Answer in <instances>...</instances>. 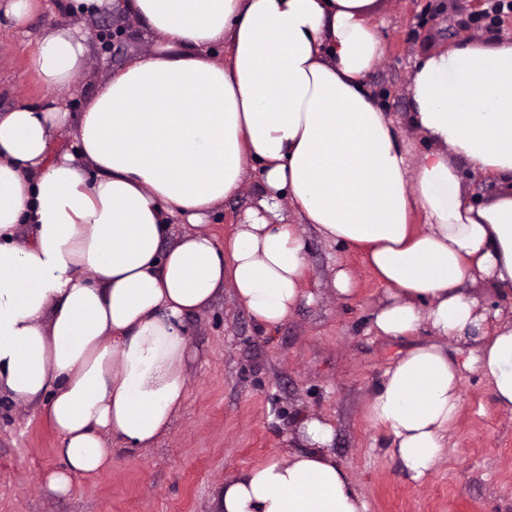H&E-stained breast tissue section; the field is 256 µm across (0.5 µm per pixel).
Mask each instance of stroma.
I'll use <instances>...</instances> for the list:
<instances>
[{
  "mask_svg": "<svg viewBox=\"0 0 512 512\" xmlns=\"http://www.w3.org/2000/svg\"><path fill=\"white\" fill-rule=\"evenodd\" d=\"M482 0H385L373 23L385 54L368 84L400 130L411 162L432 144L408 121L415 63L463 43L512 39V12L477 24ZM61 0H40L25 33L0 28V110L37 103L49 92L26 69V56L46 26L74 24ZM124 28L103 51L92 40L86 78L102 81L109 69L146 57L151 42L122 10L89 22ZM261 194L247 171L238 193L207 221L217 240L231 235L243 211ZM304 298L288 320L267 333L225 288L186 319L188 391L169 431L150 448L112 447V467L77 478L69 495L51 493L45 472L58 468L57 436L38 405L0 396V512H218L225 479L270 458L285 457L302 416L334 426L332 451L368 503V512H512V412L498 408L488 381L470 363L476 342L449 343L457 359L463 403L448 446L423 480L404 475L386 451L387 436L366 418L384 371L414 345L432 340L426 329L408 337L377 335L373 314L385 287L361 254L304 235ZM353 274V292L331 286L337 266Z\"/></svg>",
  "mask_w": 512,
  "mask_h": 512,
  "instance_id": "1",
  "label": "stroma"
}]
</instances>
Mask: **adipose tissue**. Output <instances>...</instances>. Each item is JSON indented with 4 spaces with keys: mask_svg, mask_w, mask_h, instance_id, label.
<instances>
[{
    "mask_svg": "<svg viewBox=\"0 0 512 512\" xmlns=\"http://www.w3.org/2000/svg\"><path fill=\"white\" fill-rule=\"evenodd\" d=\"M382 3L123 0L153 38L147 58L95 84L79 114L56 98L0 112V392L40 403L56 432L48 490L110 469L108 441L149 448L168 432L187 397L185 320L224 286L265 331L287 320L307 224L386 285L379 335L436 336L385 370L367 407L412 480L436 467L462 407L443 340L480 336L477 368L512 410V324L469 290L512 291V41L417 66L410 122L434 147L414 166L367 87ZM87 53L83 20L51 26L26 67L68 90ZM68 129L76 152L51 153ZM457 157L503 190L466 204ZM250 169L261 196L219 244L205 220ZM176 215L190 229L173 242ZM333 438L305 417L286 457L225 480L221 512H367Z\"/></svg>",
    "mask_w": 512,
    "mask_h": 512,
    "instance_id": "ef3b65f1",
    "label": "adipose tissue"
}]
</instances>
